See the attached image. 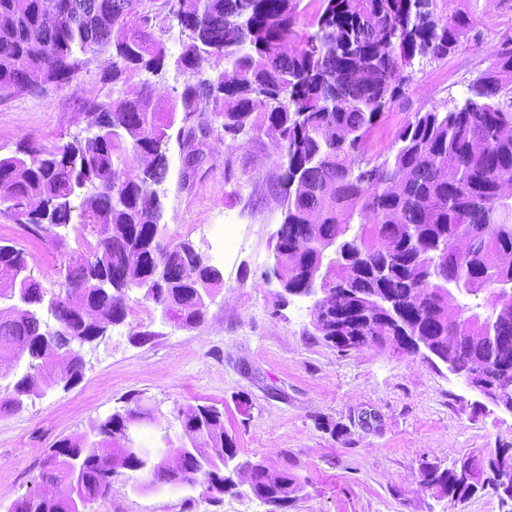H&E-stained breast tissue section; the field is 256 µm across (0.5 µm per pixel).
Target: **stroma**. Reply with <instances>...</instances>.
<instances>
[{"instance_id":"1","label":"stroma","mask_w":512,"mask_h":512,"mask_svg":"<svg viewBox=\"0 0 512 512\" xmlns=\"http://www.w3.org/2000/svg\"><path fill=\"white\" fill-rule=\"evenodd\" d=\"M446 8L471 16L479 41L414 63L402 105L373 135V152L388 150L407 113L463 100L490 68L494 49L512 36V0H446ZM111 76L112 56L103 53L68 84L1 93L0 153L15 152L29 135L49 149L71 141L89 123L83 100L105 99L116 88L131 94L141 82L136 75L114 84ZM205 153L182 183L184 152L173 150L161 222L167 236L191 241L222 274L202 323L182 328L163 321L159 307L132 293L125 320L84 347L78 384L48 385L21 411L0 413V512L32 488L60 439L91 433L133 395L161 410L159 426L137 433L148 448L163 447L164 433L179 432L177 409L223 411L239 459L301 476L303 488L287 512H505L492 487L454 503L423 483L420 468L512 447V414L478 405L448 371L420 357L328 345L314 327L310 299L281 298L270 273L282 220L279 200L267 193L280 173L277 146L265 138L231 144L216 133ZM212 224L233 225V248L219 247L208 233ZM0 240L24 248L34 277L55 290L80 252L72 241L58 248L34 239L1 211ZM144 332L149 340H141ZM140 483L137 473L121 471L110 494L86 512H266L244 493L212 503L199 487Z\"/></svg>"}]
</instances>
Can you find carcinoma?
Wrapping results in <instances>:
<instances>
[{
  "label": "carcinoma",
  "instance_id": "obj_1",
  "mask_svg": "<svg viewBox=\"0 0 512 512\" xmlns=\"http://www.w3.org/2000/svg\"><path fill=\"white\" fill-rule=\"evenodd\" d=\"M177 2L0 0V93L22 81L33 90L66 84L106 51L114 83L159 76L170 65L193 75L204 62L222 64L164 103L147 79L131 96L86 100L96 125L87 135L53 150L28 138L23 149L0 154L6 211L31 236L59 247L72 237L84 254L57 293L33 276L23 248L0 243V268L15 271L0 284L8 301L0 307V354L27 365L0 387V413L23 409L47 376L80 382L81 347L124 321L134 288L177 326L203 320V298L220 280L190 241L162 234L159 190L171 143L201 146L217 123L232 142L264 136L280 150L276 260L288 271L287 292L330 288L315 303L325 342L341 352H407V325L434 337L459 367L479 362L512 388V296L495 298L490 310L479 302L512 281V268L497 264L512 253V197L504 192L512 184V37L463 102L408 115L390 152L376 155L372 134L403 97L407 69L417 58L447 56L473 31L468 15L444 14L441 0H317L318 31L302 38L295 31L302 0H195L173 23ZM167 28L178 29L175 57L162 38ZM142 158L150 164L131 165ZM30 199L46 207L28 212ZM348 265L355 274L336 285ZM135 418L159 424L132 396L91 434L60 440L36 488L14 504L21 512H76L75 501L108 496L119 469L150 486L190 478L210 502L236 492L226 470L237 450L217 407L177 411L181 437L164 435L168 447L196 455L191 476L122 447ZM503 452L463 459L461 469L479 480ZM422 477L462 500L454 471L427 463ZM299 491L288 469L253 462L251 493L261 503L282 500L286 508Z\"/></svg>",
  "mask_w": 512,
  "mask_h": 512
}]
</instances>
